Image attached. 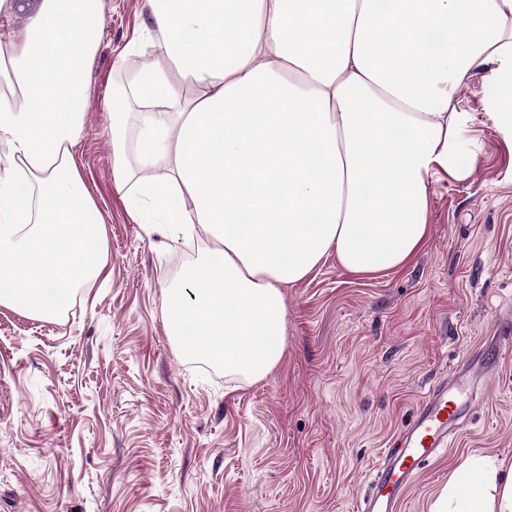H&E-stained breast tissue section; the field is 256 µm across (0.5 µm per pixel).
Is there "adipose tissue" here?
<instances>
[{
  "label": "adipose tissue",
  "mask_w": 512,
  "mask_h": 512,
  "mask_svg": "<svg viewBox=\"0 0 512 512\" xmlns=\"http://www.w3.org/2000/svg\"><path fill=\"white\" fill-rule=\"evenodd\" d=\"M137 37L162 60L110 103L112 174L129 216L215 247L168 288L182 353L255 381L280 362L282 290L327 256L365 277L427 242L436 169L462 179L483 75L512 137V0H146ZM0 305L56 315L102 271L106 236L74 148L99 0H0ZM465 499H457L459 487ZM434 512H512V467L462 462Z\"/></svg>",
  "instance_id": "adipose-tissue-1"
}]
</instances>
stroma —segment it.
<instances>
[{
    "mask_svg": "<svg viewBox=\"0 0 512 512\" xmlns=\"http://www.w3.org/2000/svg\"><path fill=\"white\" fill-rule=\"evenodd\" d=\"M74 157L105 220V266L67 311L0 305V512H352L381 448L512 306V141L482 76L459 91L475 165L430 185L431 235L406 266L357 278L327 257L283 288V358L265 377L181 354L163 296L200 245L135 223L113 186L108 107L145 0H101ZM401 512H431L467 459L512 465V350Z\"/></svg>",
    "mask_w": 512,
    "mask_h": 512,
    "instance_id": "1",
    "label": "stroma"
}]
</instances>
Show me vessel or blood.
I'll use <instances>...</instances> for the list:
<instances>
[{"label": "vessel or blood", "instance_id": "b4317fda", "mask_svg": "<svg viewBox=\"0 0 512 512\" xmlns=\"http://www.w3.org/2000/svg\"><path fill=\"white\" fill-rule=\"evenodd\" d=\"M501 340L452 368L423 395L372 469L370 490L356 512H398L424 466L441 456L464 431L477 405V390L491 383L503 350L512 347V310L498 324Z\"/></svg>", "mask_w": 512, "mask_h": 512}]
</instances>
